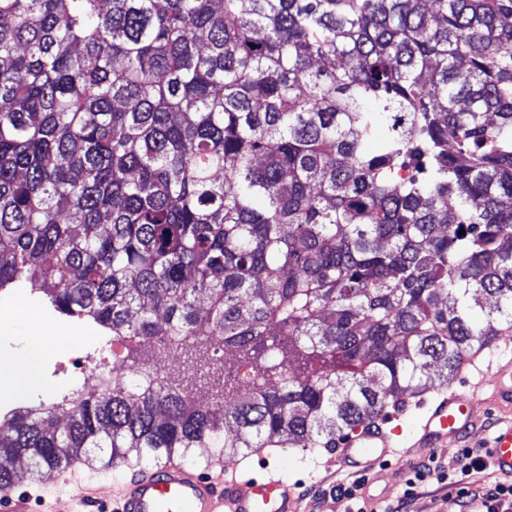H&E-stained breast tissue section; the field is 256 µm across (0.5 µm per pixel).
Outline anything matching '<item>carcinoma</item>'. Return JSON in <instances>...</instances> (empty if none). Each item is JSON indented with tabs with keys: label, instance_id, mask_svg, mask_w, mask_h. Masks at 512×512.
Masks as SVG:
<instances>
[{
	"label": "carcinoma",
	"instance_id": "obj_1",
	"mask_svg": "<svg viewBox=\"0 0 512 512\" xmlns=\"http://www.w3.org/2000/svg\"><path fill=\"white\" fill-rule=\"evenodd\" d=\"M25 282L224 378L19 409L37 473L334 448L424 397L512 331V0H0Z\"/></svg>",
	"mask_w": 512,
	"mask_h": 512
}]
</instances>
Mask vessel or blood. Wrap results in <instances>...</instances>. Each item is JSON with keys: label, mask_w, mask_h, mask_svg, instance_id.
<instances>
[{"label": "vessel or blood", "mask_w": 512, "mask_h": 512, "mask_svg": "<svg viewBox=\"0 0 512 512\" xmlns=\"http://www.w3.org/2000/svg\"><path fill=\"white\" fill-rule=\"evenodd\" d=\"M479 402L512 413V361L481 373L466 390L444 386L417 421L414 447H465L477 425L473 408ZM405 415L401 408L384 425L355 429L336 450L339 468L363 474L365 484H372L374 465L404 454L399 437ZM486 448L490 466L512 477V417L493 424ZM57 480L70 488L75 512H94L98 500L90 480L76 470L59 472ZM29 502L14 488L0 489V512H29ZM112 512H298V499L270 467L224 474L171 460L154 471H133L114 491Z\"/></svg>", "instance_id": "b4317fda"}]
</instances>
